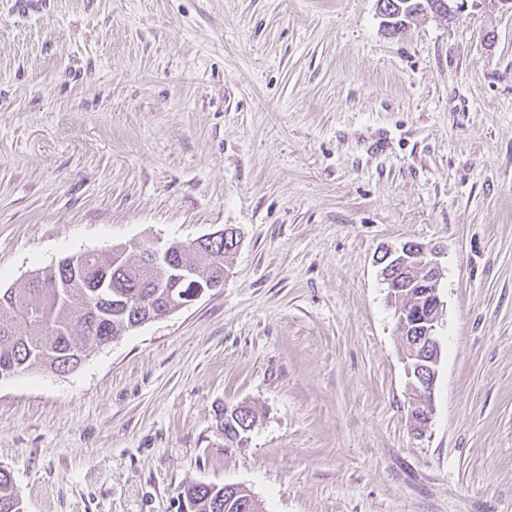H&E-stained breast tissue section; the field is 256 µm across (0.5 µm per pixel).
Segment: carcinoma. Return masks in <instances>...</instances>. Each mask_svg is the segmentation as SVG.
<instances>
[{"instance_id":"cac0c4a2","label":"carcinoma","mask_w":512,"mask_h":512,"mask_svg":"<svg viewBox=\"0 0 512 512\" xmlns=\"http://www.w3.org/2000/svg\"><path fill=\"white\" fill-rule=\"evenodd\" d=\"M439 0H379L381 14L388 17L397 34L405 21L419 13L435 12ZM236 229L224 228V237L197 250L184 243L174 252L177 262L195 267L203 285L224 280L226 261L238 247ZM390 276L399 281L401 306L418 309L425 279L391 267ZM105 280V287L94 290L90 281ZM168 271L148 266L144 252L132 246L101 256L87 251L63 258L57 265L44 268L25 287L0 291V377H10L32 369L68 373L80 366L85 350L110 338L122 336L150 319L164 307L175 309L184 302L181 295L192 296L195 289H178L179 297L169 298ZM216 427L224 440L239 443L238 435L256 423V412L244 404L235 409L220 408ZM188 512H263L261 504L243 486L231 484L189 483L178 493ZM0 512H23L10 474L0 470Z\"/></svg>"}]
</instances>
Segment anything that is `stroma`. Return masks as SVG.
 Wrapping results in <instances>:
<instances>
[{"instance_id": "stroma-1", "label": "stroma", "mask_w": 512, "mask_h": 512, "mask_svg": "<svg viewBox=\"0 0 512 512\" xmlns=\"http://www.w3.org/2000/svg\"><path fill=\"white\" fill-rule=\"evenodd\" d=\"M234 227L223 287L74 371L0 379L24 512H512V11L377 0H0V289ZM440 248L412 431L385 248ZM248 404L246 447L219 406ZM446 1L452 4L455 0H379L381 14L388 17L387 22L391 24L390 29L394 34L404 29L405 21L419 13L430 11L437 15L448 16V10L438 12L434 9L437 2ZM242 406V407H239ZM235 407H238L235 409ZM225 411V406L215 414L216 427L224 433V441L236 443L239 446L238 433L244 434L245 429L252 428L256 423V412L247 404H239ZM237 486V489L233 487ZM181 512L183 501L188 512H240L242 504L248 505L247 512H263L261 504L249 490L238 484L189 483L178 493ZM183 507V510H186Z\"/></svg>"}]
</instances>
